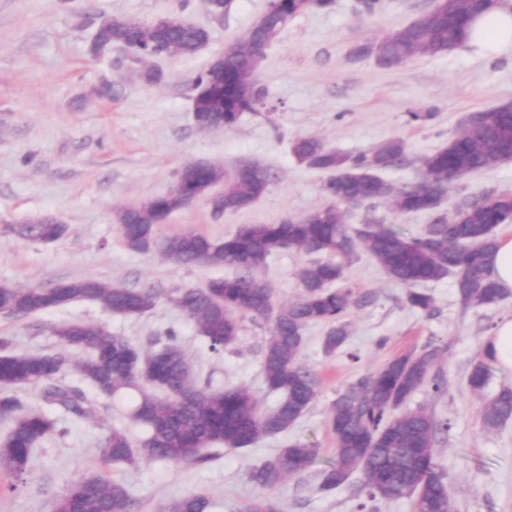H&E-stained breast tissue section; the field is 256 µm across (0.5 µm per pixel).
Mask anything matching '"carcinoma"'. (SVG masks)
<instances>
[{
    "instance_id": "cac0c4a2",
    "label": "carcinoma",
    "mask_w": 512,
    "mask_h": 512,
    "mask_svg": "<svg viewBox=\"0 0 512 512\" xmlns=\"http://www.w3.org/2000/svg\"><path fill=\"white\" fill-rule=\"evenodd\" d=\"M493 0H433L432 7L410 24L387 32L382 38L358 44L354 57H372L391 68L416 56H443L464 41V30ZM334 0H274L262 26L225 45L221 55L192 80V109L197 127L216 131L233 127L245 112H260L265 96L254 76L263 58L261 48L271 44L288 22L308 8L328 10ZM96 53L114 45L149 49L145 59L190 56L209 41V32L179 15L152 22L121 21L106 17L96 29ZM296 160L327 174L321 191L329 204L302 218H284L277 224H243L221 241L187 231L159 240L158 225L184 208L182 193L210 198L215 187L213 211L233 213L261 197L274 178L271 169L256 161L239 163L227 174L217 166H186L169 193L116 215L124 246L138 253L161 248L176 266H217L232 274L212 278L204 288H178L161 292L134 289L98 279L65 280L53 288H14L0 285V314L30 315L77 301H92L120 315H142L164 298L193 321L200 336L216 355L236 344L239 317L251 316L271 324V336L259 360L267 388L280 395L277 405L262 411L256 397L244 387L214 389L199 383L192 364L173 330L166 332L156 350H143L102 325L67 322L55 329L64 345L86 353L77 368L100 398L123 405L122 414L146 429L134 444L124 428L112 432L100 448L103 465L136 466L149 462L205 463L214 458L213 447L244 448L286 431L310 407L321 385L319 375L301 362L304 331L322 325L323 350L332 355L350 335L347 317L370 302L357 295L345 276L359 250L381 266L389 278L407 289V304L427 315L434 300L417 285L456 276L462 305L482 308L497 304L506 295L492 279L490 262L498 247L497 228L512 224V198L486 193L473 199L459 197L452 210H440V195L448 190V175L463 176L512 161V104L481 111L465 120L448 144L421 158L424 178L417 184L398 185L380 172L404 163L407 144L389 138L367 152L343 155L316 137L296 139L291 146ZM376 205L383 201L398 215L427 213L431 222L418 234H408L376 217L350 231L340 205L345 200ZM63 225L33 221L23 233L34 240L51 241ZM285 248L325 253L329 259L308 262L300 271L301 296L286 303L275 300L274 289L261 276L268 259ZM12 340L0 336V416L10 417L23 408L9 393L13 387L41 388L43 408L15 416L0 440V476L13 492L27 470L35 445L58 431L52 411L75 418L90 416L94 400L81 389L59 383L70 364L64 352L15 354ZM436 349L396 356L348 387L332 402L329 427L336 443V459L318 471V490L327 492L348 482L358 472L364 499L359 512H380L383 503L409 499L417 512H453L448 481L435 463L436 435L448 429L426 407H407L410 398L426 389L445 394L448 382L435 369ZM475 361L468 376L474 391L486 385L487 360ZM512 419V386L489 397L482 408L486 427L496 428ZM317 449L294 442L277 456L250 472L257 495L245 512H282L273 490L285 476H301L314 463ZM212 501L190 494L166 506L167 512H210ZM138 501L126 486L104 473L73 483L56 499L53 512H137Z\"/></svg>"
}]
</instances>
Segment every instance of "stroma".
Listing matches in <instances>:
<instances>
[{
	"label": "stroma",
	"mask_w": 512,
	"mask_h": 512,
	"mask_svg": "<svg viewBox=\"0 0 512 512\" xmlns=\"http://www.w3.org/2000/svg\"><path fill=\"white\" fill-rule=\"evenodd\" d=\"M432 2L383 0L381 10L368 16L358 12L356 0H335L332 9L296 15L265 49L255 75L269 114L247 112L233 128L203 131L193 120L187 87L225 44L257 21L267 0H230L220 18L209 13L206 0H0V285L49 288L63 279L95 278L171 290L225 276L222 267H178L156 250L129 251L119 237L116 211L167 193L191 163L229 172L239 162L258 161L275 179L260 199L238 212L217 215L207 201H195L161 224L159 237L196 231L221 240L240 225L275 224L325 205L322 173L298 163L290 151L300 137L320 138L353 156L385 139L402 138L408 158L383 176L418 183L419 157L445 146L470 113L512 103V50L489 57L464 45L395 68L350 57L354 44L408 25ZM172 14L206 28L210 39L195 55L157 60L165 75L159 84L145 83L142 64L122 50L98 57L89 52L102 18L150 22ZM106 80L115 85L114 99L97 93ZM429 108L436 111L431 125L410 121V113ZM490 191L512 195V162L455 180L443 205ZM41 217L63 224L64 234L51 242L21 234L22 225ZM310 259L305 251L287 248L269 260L261 275L277 301L300 295L299 272ZM346 275L356 292L374 293L376 300L353 309L350 335L334 355L323 352L322 326L306 329L301 361L319 374L321 389L286 432L245 448L220 449L203 464L105 467L98 450L111 428H127L136 439L143 431L100 398L89 417L59 414V432L37 445L17 490L0 495V512H52L72 483L99 471L126 485L142 512H163L190 493L207 495L212 512H243L257 493L250 470L296 441L314 444L318 455L303 476L286 478L275 490L284 512H358L360 475L330 492L317 489L319 467L334 457L330 404L386 361L427 345L441 350L438 367L448 392L438 399L423 390L409 405L428 407L448 423L435 462L447 475L454 512H512V420L489 429L481 418L485 397L512 385V373L493 363L483 393L468 385L485 342L502 319L512 317V294L495 306L468 309L449 276L426 285L436 307L429 317L407 305L404 288L368 255L354 261ZM64 322L103 325L146 349L175 331L200 382L246 387L266 409L279 400L268 391L259 365L271 335L268 323L242 318L237 343L217 355L167 301L141 316L79 301L29 316L0 315V335L11 338L17 353L57 352L62 345L54 329Z\"/></svg>",
	"instance_id": "obj_1"
}]
</instances>
